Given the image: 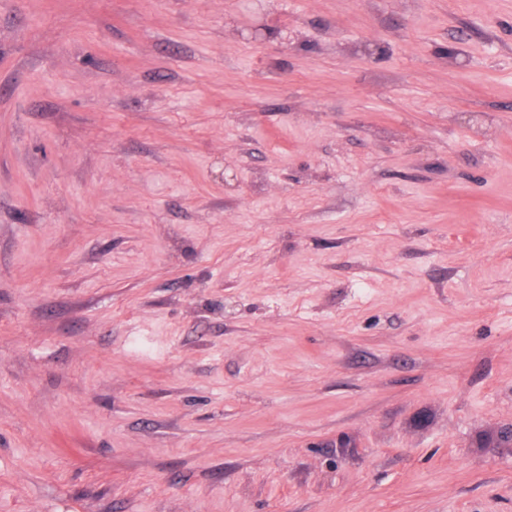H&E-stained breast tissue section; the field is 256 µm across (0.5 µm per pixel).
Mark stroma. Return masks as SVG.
Wrapping results in <instances>:
<instances>
[{
  "label": "stroma",
  "mask_w": 512,
  "mask_h": 512,
  "mask_svg": "<svg viewBox=\"0 0 512 512\" xmlns=\"http://www.w3.org/2000/svg\"><path fill=\"white\" fill-rule=\"evenodd\" d=\"M512 0H0V512H512Z\"/></svg>",
  "instance_id": "35a3bbf8"
}]
</instances>
